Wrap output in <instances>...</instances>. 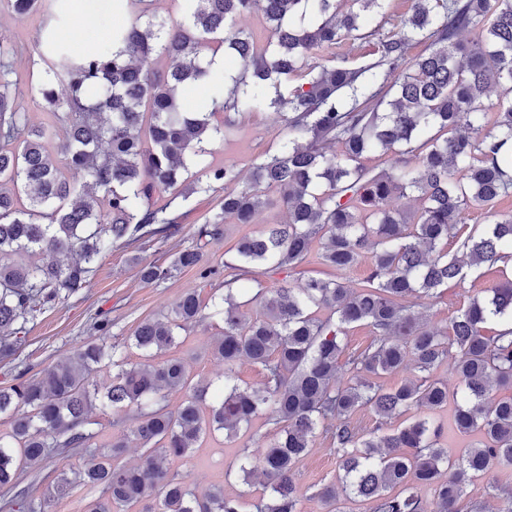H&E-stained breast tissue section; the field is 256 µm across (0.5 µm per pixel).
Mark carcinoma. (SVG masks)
Masks as SVG:
<instances>
[{
    "label": "carcinoma",
    "instance_id": "obj_1",
    "mask_svg": "<svg viewBox=\"0 0 512 512\" xmlns=\"http://www.w3.org/2000/svg\"><path fill=\"white\" fill-rule=\"evenodd\" d=\"M185 2V17L172 20L157 18L154 0H113V12L129 22L112 25L105 47L77 52L57 38L71 18L67 0H7L20 16L38 8L45 15L28 65L30 91L53 121L35 127L17 109L18 49L0 41V359L15 355L36 313L89 287L93 265L114 244L175 232L170 207L179 196L224 191L221 211L197 228L193 245L165 265L133 258L146 284L185 269L204 280L217 274L203 264L204 250L225 224H251L274 202L287 220L237 240L224 262V292L210 301L187 292L109 345L104 318L96 326L103 342L0 387V416L11 419V432L0 435V487L17 488L24 466L53 452L91 449L99 458L72 475L58 471L47 495L28 484L5 507L47 512L48 502L84 484L102 492L87 512H301L293 471L320 435L339 469L338 482L315 494L327 512H338L342 496L371 503V512H460L471 479L495 464L512 466V279L472 299L446 328L429 326L424 309L466 271L512 257V213L493 210L512 192V0H414L392 36L366 29L386 0ZM252 13L266 24L262 44L232 29ZM350 38L373 41L370 60L336 56ZM214 43L243 70L224 75L206 111L188 112L183 90L215 83L207 59ZM419 44L424 51L409 59ZM317 52L324 63H308ZM158 58L169 61L166 71L147 67ZM298 73L304 83L266 98L270 82ZM493 91L508 106L491 124L482 103ZM265 102L282 111L288 139L245 180L232 165L209 164L189 181L190 166L224 139L230 111ZM54 138L58 159L46 149ZM390 152L391 168L368 164ZM164 194L171 200L157 205ZM407 196L418 202L414 213L390 207ZM472 209L487 211L480 233L468 229ZM450 238L460 242L457 255L448 254ZM362 260L366 277L352 287L347 274ZM314 262L326 277L308 275ZM277 271L303 278V286L267 285ZM241 281L252 288L236 287ZM215 315L224 327L212 353L224 363V381L209 399L182 358H150ZM491 320L505 329L486 335ZM354 325L373 336L342 363ZM132 348L148 361L129 365ZM242 359L260 369L261 385H240ZM409 359L418 379L378 382ZM444 362L462 384L449 425L478 436L453 458L430 416L448 406V383L432 376ZM104 367L112 368V385L99 400L91 387ZM499 390L510 394L493 395ZM170 393L182 395L174 407ZM98 405L133 417L109 448L93 447L87 429ZM413 408L427 414L388 427ZM362 409L377 417L368 434L352 422ZM258 418L270 426L269 441L255 444L257 454L248 445L237 454L243 478L265 484L250 507L222 486L198 494L172 470L207 434L248 431ZM130 447L141 455L124 465Z\"/></svg>",
    "mask_w": 512,
    "mask_h": 512
}]
</instances>
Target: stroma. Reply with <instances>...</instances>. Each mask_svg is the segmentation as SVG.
Here are the masks:
<instances>
[{"label":"stroma","mask_w":512,"mask_h":512,"mask_svg":"<svg viewBox=\"0 0 512 512\" xmlns=\"http://www.w3.org/2000/svg\"><path fill=\"white\" fill-rule=\"evenodd\" d=\"M76 12L87 17V24H69L60 30L59 36L77 50L100 44L104 31L115 21L112 0H77ZM41 20L38 12L14 15L6 0H0V40L19 47L15 60V77L20 85L17 106L36 126L48 124L49 115L27 94L25 85L27 60L33 52ZM287 135L277 112L261 107L242 116L230 135L215 144L211 160L235 164L247 174L260 155ZM220 199V193L212 191L176 199L171 206L173 214L179 218L174 235L146 237L131 245L113 246L111 252L95 263L89 288L44 310L27 324L13 359L0 362V386L13 383L21 372L35 375L83 343L95 340V326L101 319L111 321L110 334L120 339L131 335L140 320L168 310L185 292L194 291L200 298L209 299L214 285L200 279L195 270L188 269L170 280L146 285L140 281L132 259L137 256L146 262L164 263L173 252L192 245L197 227L218 212ZM284 218L283 208L273 205L259 211L254 223L226 225L223 236L206 247L205 262L223 265L225 253L237 239L255 232L257 226L278 224ZM509 273L512 267L500 262L482 266L462 283L449 285L442 297L429 305L426 311L429 324L446 326L470 298L483 296L485 289ZM222 327V320L216 318L188 330L178 354L194 382L215 381L222 375L224 366L212 354L213 341ZM239 447V442L220 434L205 438L196 455L178 463L177 469L201 493L220 484L228 494H242L249 499L260 496L263 487L259 481L244 482L241 474L232 470ZM337 477L335 454L322 438H315L310 452L295 469V479L303 493L302 512H324L312 494L317 486L336 481ZM503 487L512 490V468L494 466L469 483L460 504L462 512H494L498 491Z\"/></svg>","instance_id":"stroma-1"}]
</instances>
